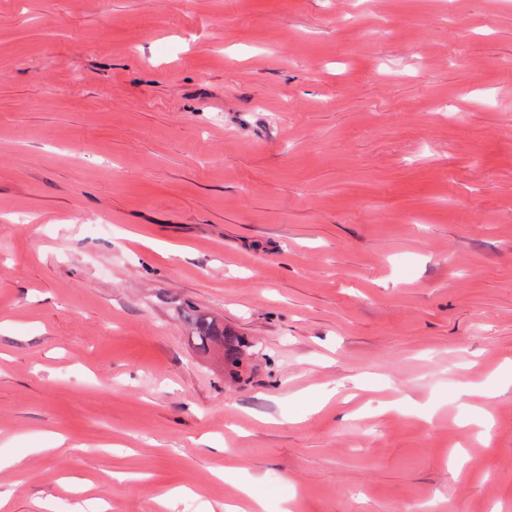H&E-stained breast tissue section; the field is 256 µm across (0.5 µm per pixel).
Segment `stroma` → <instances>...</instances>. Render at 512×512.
<instances>
[{"label": "stroma", "mask_w": 512, "mask_h": 512, "mask_svg": "<svg viewBox=\"0 0 512 512\" xmlns=\"http://www.w3.org/2000/svg\"><path fill=\"white\" fill-rule=\"evenodd\" d=\"M82 479L512 512V0H0V512ZM191 325V339L200 352L207 353L214 346L222 349L224 373L230 378H239L243 373L248 350L256 345L247 337L224 328L212 318L194 312L187 313Z\"/></svg>", "instance_id": "35a3bbf8"}]
</instances>
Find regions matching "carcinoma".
I'll list each match as a JSON object with an SVG mask.
<instances>
[{"instance_id":"cac0c4a2","label":"carcinoma","mask_w":512,"mask_h":512,"mask_svg":"<svg viewBox=\"0 0 512 512\" xmlns=\"http://www.w3.org/2000/svg\"><path fill=\"white\" fill-rule=\"evenodd\" d=\"M191 325V339L197 349L207 353L215 346L221 347L224 358V373L238 378L243 373L248 350L255 348L246 336L227 329L213 319L191 312L187 314Z\"/></svg>"}]
</instances>
